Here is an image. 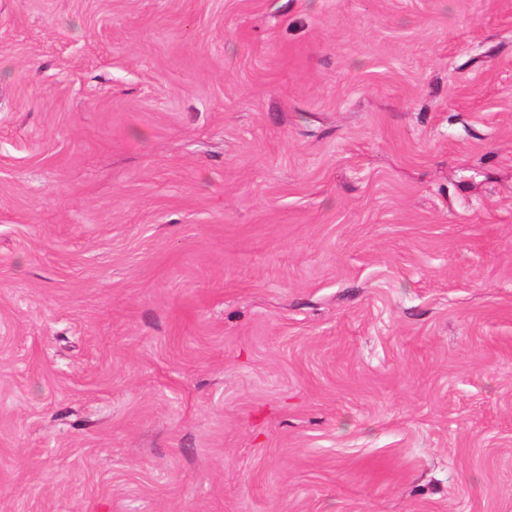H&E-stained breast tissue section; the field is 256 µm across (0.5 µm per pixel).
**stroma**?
<instances>
[{"instance_id": "35a3bbf8", "label": "stroma", "mask_w": 512, "mask_h": 512, "mask_svg": "<svg viewBox=\"0 0 512 512\" xmlns=\"http://www.w3.org/2000/svg\"><path fill=\"white\" fill-rule=\"evenodd\" d=\"M0 512H512V0H0Z\"/></svg>"}]
</instances>
